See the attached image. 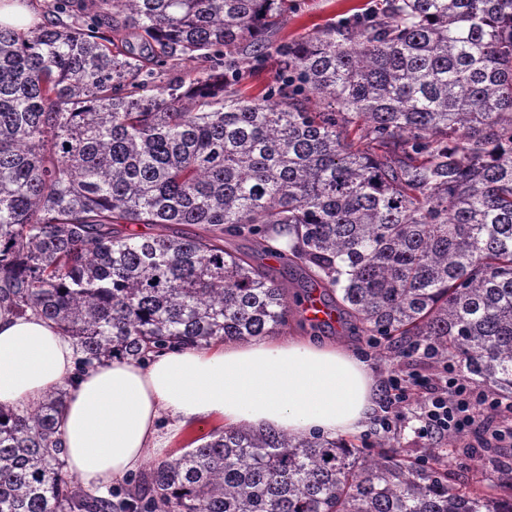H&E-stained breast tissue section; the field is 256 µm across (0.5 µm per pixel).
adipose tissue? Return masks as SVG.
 Segmentation results:
<instances>
[{
    "label": "adipose tissue",
    "instance_id": "adipose-tissue-1",
    "mask_svg": "<svg viewBox=\"0 0 512 512\" xmlns=\"http://www.w3.org/2000/svg\"><path fill=\"white\" fill-rule=\"evenodd\" d=\"M56 387L68 393L60 418L66 467L102 491L146 460L165 459L172 438L201 423L333 438L361 429L374 399L362 360L306 336L216 341L80 373L73 341L52 322L1 309L0 405H34Z\"/></svg>",
    "mask_w": 512,
    "mask_h": 512
}]
</instances>
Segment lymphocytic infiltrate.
<instances>
[{"instance_id": "1", "label": "lymphocytic infiltrate", "mask_w": 512, "mask_h": 512, "mask_svg": "<svg viewBox=\"0 0 512 512\" xmlns=\"http://www.w3.org/2000/svg\"><path fill=\"white\" fill-rule=\"evenodd\" d=\"M412 352L433 364L434 371L428 376L397 371L387 377L376 416L380 431L395 430L419 393L423 396L418 404L421 436L452 434L463 441L480 428L486 444L501 448L512 442V399L475 385L460 374L456 361L441 358L433 346L420 344Z\"/></svg>"}]
</instances>
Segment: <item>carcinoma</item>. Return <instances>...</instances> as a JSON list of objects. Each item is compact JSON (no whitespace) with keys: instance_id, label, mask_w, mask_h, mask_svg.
Instances as JSON below:
<instances>
[{"instance_id":"cac0c4a2","label":"carcinoma","mask_w":512,"mask_h":512,"mask_svg":"<svg viewBox=\"0 0 512 512\" xmlns=\"http://www.w3.org/2000/svg\"><path fill=\"white\" fill-rule=\"evenodd\" d=\"M109 9L142 52L99 35ZM286 11L95 0L0 25V309L56 323L87 367L275 336L316 300L351 336L431 343L512 397V0H381L280 42ZM236 54H274L281 76L247 96ZM234 238L304 272L302 294ZM64 402L0 407V512H512V467L473 490L387 437L370 454L248 426L102 493L59 457Z\"/></svg>"}]
</instances>
